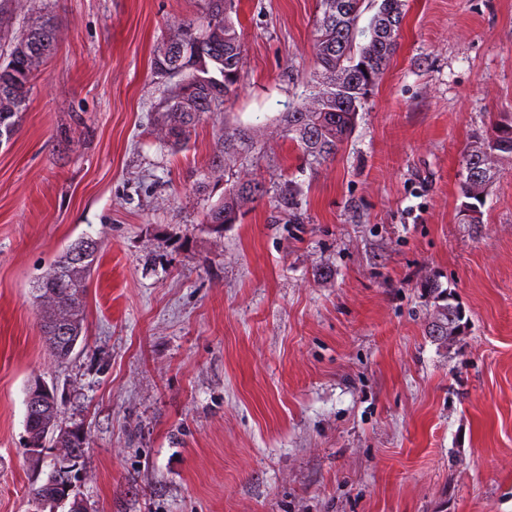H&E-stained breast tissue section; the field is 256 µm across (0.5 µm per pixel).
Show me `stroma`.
Masks as SVG:
<instances>
[{
    "instance_id": "obj_1",
    "label": "stroma",
    "mask_w": 512,
    "mask_h": 512,
    "mask_svg": "<svg viewBox=\"0 0 512 512\" xmlns=\"http://www.w3.org/2000/svg\"><path fill=\"white\" fill-rule=\"evenodd\" d=\"M318 9L238 0L241 82L182 150L151 61L208 0H12L0 18L58 30L0 146V512H31L47 473L24 453L36 382L84 430L89 512H512V160L483 223L456 216L471 135L512 115V0H407L348 143L310 166L279 116L315 76ZM239 128L252 148L214 166ZM254 180L237 223H205ZM86 235L85 334L60 362L33 287ZM427 280L462 308L456 345L427 334ZM266 193L258 181L235 183L224 190V199L209 209L205 223L234 224L241 214V209L248 203L260 199Z\"/></svg>"
}]
</instances>
